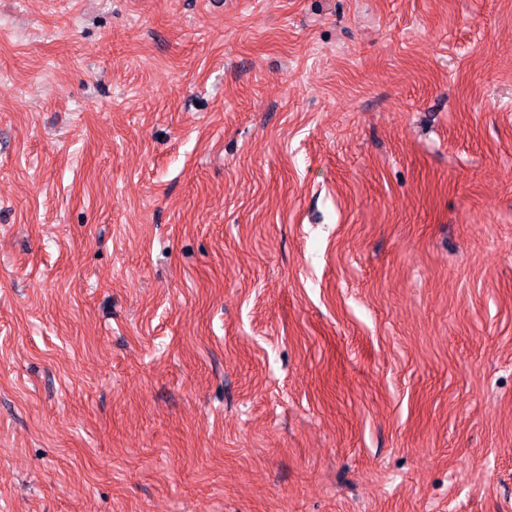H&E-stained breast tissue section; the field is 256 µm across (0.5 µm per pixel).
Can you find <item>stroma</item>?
<instances>
[{
	"mask_svg": "<svg viewBox=\"0 0 512 512\" xmlns=\"http://www.w3.org/2000/svg\"><path fill=\"white\" fill-rule=\"evenodd\" d=\"M0 512H512V0H0Z\"/></svg>",
	"mask_w": 512,
	"mask_h": 512,
	"instance_id": "35a3bbf8",
	"label": "stroma"
}]
</instances>
